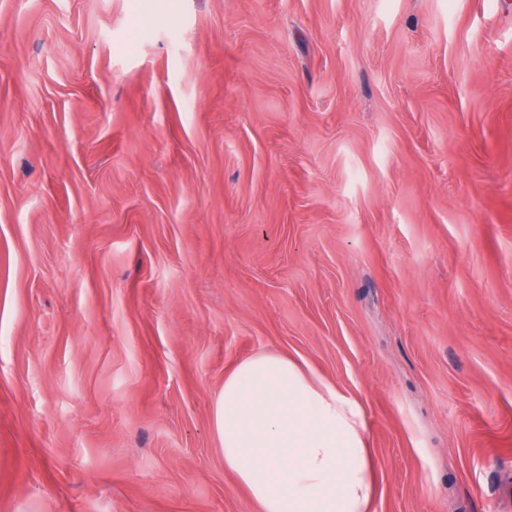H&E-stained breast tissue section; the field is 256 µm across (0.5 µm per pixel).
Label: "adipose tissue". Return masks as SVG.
Here are the masks:
<instances>
[{"label": "adipose tissue", "mask_w": 512, "mask_h": 512, "mask_svg": "<svg viewBox=\"0 0 512 512\" xmlns=\"http://www.w3.org/2000/svg\"><path fill=\"white\" fill-rule=\"evenodd\" d=\"M213 424L225 470L260 512H372L364 408L305 360L264 351L238 362Z\"/></svg>", "instance_id": "adipose-tissue-1"}]
</instances>
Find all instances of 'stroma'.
<instances>
[{
    "label": "stroma",
    "instance_id": "stroma-1",
    "mask_svg": "<svg viewBox=\"0 0 512 512\" xmlns=\"http://www.w3.org/2000/svg\"><path fill=\"white\" fill-rule=\"evenodd\" d=\"M267 350L373 512H512V0H0V512H258ZM213 424L225 470L259 512H372L364 408L305 360L264 351L238 362Z\"/></svg>",
    "mask_w": 512,
    "mask_h": 512
}]
</instances>
